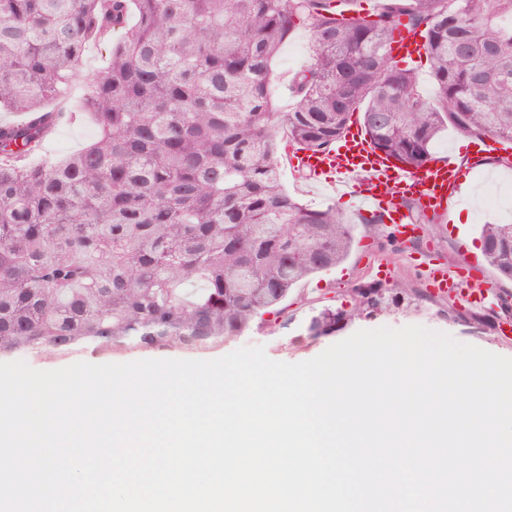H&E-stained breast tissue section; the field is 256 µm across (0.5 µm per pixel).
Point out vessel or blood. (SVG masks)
<instances>
[{
	"mask_svg": "<svg viewBox=\"0 0 512 512\" xmlns=\"http://www.w3.org/2000/svg\"><path fill=\"white\" fill-rule=\"evenodd\" d=\"M421 34L397 31L393 52L404 59H414L423 52ZM291 163L306 171L313 184L342 196L356 192L359 209L364 213H384L386 223L394 227L398 240H406L416 226L405 211L407 199H415L421 214L430 222L444 220L449 206L459 203L463 170L452 157H439L424 167L408 171L374 147L360 129L348 130L326 152L299 149ZM432 287L457 288L463 279L459 267L440 264L429 268Z\"/></svg>",
	"mask_w": 512,
	"mask_h": 512,
	"instance_id": "obj_1",
	"label": "vessel or blood"
}]
</instances>
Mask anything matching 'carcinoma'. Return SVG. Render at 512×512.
Here are the masks:
<instances>
[{"instance_id":"cac0c4a2","label":"carcinoma","mask_w":512,"mask_h":512,"mask_svg":"<svg viewBox=\"0 0 512 512\" xmlns=\"http://www.w3.org/2000/svg\"><path fill=\"white\" fill-rule=\"evenodd\" d=\"M0 0V360L204 352L288 317L301 281L344 262L353 230L280 182L279 133L325 151L358 115L404 167L447 127L512 144V0ZM425 38L426 98L391 53L400 21ZM311 60L275 109L271 64L294 30ZM125 31L112 43V32ZM108 61L81 106L90 145L32 156L60 120L91 43ZM483 256L512 282V224H484ZM418 290L396 284L323 309L313 340Z\"/></svg>"}]
</instances>
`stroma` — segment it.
<instances>
[{
    "label": "stroma",
    "mask_w": 512,
    "mask_h": 512,
    "mask_svg": "<svg viewBox=\"0 0 512 512\" xmlns=\"http://www.w3.org/2000/svg\"><path fill=\"white\" fill-rule=\"evenodd\" d=\"M309 61V35L300 28L284 43L273 61V94L278 111L287 112L293 108L294 100L288 85L293 74ZM105 65L103 47L90 45L76 70L67 100L68 110L77 112L78 117L58 125L42 147L44 155L64 157L82 149L95 138L96 126L92 118L78 113L77 108L85 75L103 69ZM467 169L469 174L458 204L459 210L464 211L467 217L465 227H457L449 221L423 224L406 245L400 247L387 225L360 223V212L354 201L337 199L317 190L290 164H283L281 178L288 194L313 208L336 204L345 220L353 226L355 243L351 253L336 268L302 282L289 294L287 323L272 331L252 329L225 342L223 347L203 352V359L219 358L243 346L260 345L275 361L299 363L310 360L329 346L328 341L314 343L307 336L306 326L314 312L327 307L350 308L353 304L352 288L382 277L391 284L422 289L424 296L410 307L392 308L355 319L345 331L337 333V340H344L362 329L419 325L489 352L512 357V328L506 326L507 316L503 310L504 305H512V283L497 280L492 268L482 263L478 247L480 224L512 221V167L498 165L495 153L491 152L469 163ZM467 256L482 264L481 276L488 284L484 304H470L463 288L447 295L427 292V265L444 262L459 266ZM451 302L467 311V319L451 322L441 316V309Z\"/></svg>",
    "instance_id": "35a3bbf8"
}]
</instances>
